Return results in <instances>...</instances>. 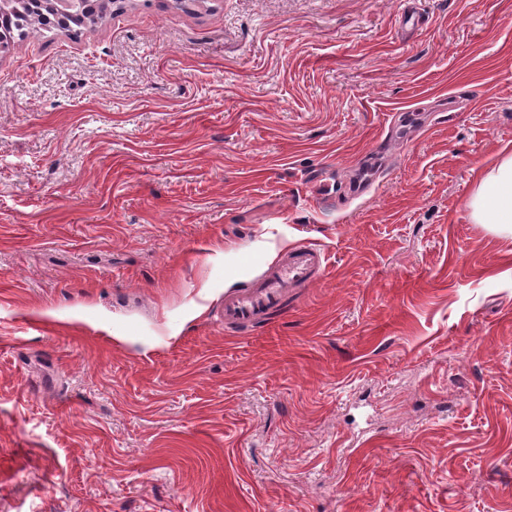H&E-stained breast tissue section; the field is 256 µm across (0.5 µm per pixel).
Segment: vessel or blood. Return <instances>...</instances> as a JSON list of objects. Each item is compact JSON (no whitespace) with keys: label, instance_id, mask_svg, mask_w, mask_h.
Listing matches in <instances>:
<instances>
[{"label":"vessel or blood","instance_id":"b4317fda","mask_svg":"<svg viewBox=\"0 0 512 512\" xmlns=\"http://www.w3.org/2000/svg\"><path fill=\"white\" fill-rule=\"evenodd\" d=\"M327 259L317 248L301 245L270 266L258 282L225 297L221 319L225 329L253 331L286 313L296 291L317 281L325 272Z\"/></svg>","mask_w":512,"mask_h":512}]
</instances>
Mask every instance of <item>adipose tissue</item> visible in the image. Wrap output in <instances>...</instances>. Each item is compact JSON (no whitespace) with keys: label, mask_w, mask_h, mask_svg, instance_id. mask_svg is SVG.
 Returning a JSON list of instances; mask_svg holds the SVG:
<instances>
[{"label":"adipose tissue","mask_w":512,"mask_h":512,"mask_svg":"<svg viewBox=\"0 0 512 512\" xmlns=\"http://www.w3.org/2000/svg\"><path fill=\"white\" fill-rule=\"evenodd\" d=\"M471 220L500 234H512V150L479 178L468 201Z\"/></svg>","instance_id":"adipose-tissue-1"}]
</instances>
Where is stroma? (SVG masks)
<instances>
[{
    "label": "stroma",
    "instance_id": "35a3bbf8",
    "mask_svg": "<svg viewBox=\"0 0 512 512\" xmlns=\"http://www.w3.org/2000/svg\"><path fill=\"white\" fill-rule=\"evenodd\" d=\"M512 0H123L0 55V512H512ZM322 279L257 332L225 295ZM467 206L475 224L512 234V150L505 149L497 163L479 177ZM326 265V255L320 249L301 245L288 251L255 285L224 298V328L254 331L271 324L276 316L288 312L296 290L317 281Z\"/></svg>",
    "mask_w": 512,
    "mask_h": 512
}]
</instances>
